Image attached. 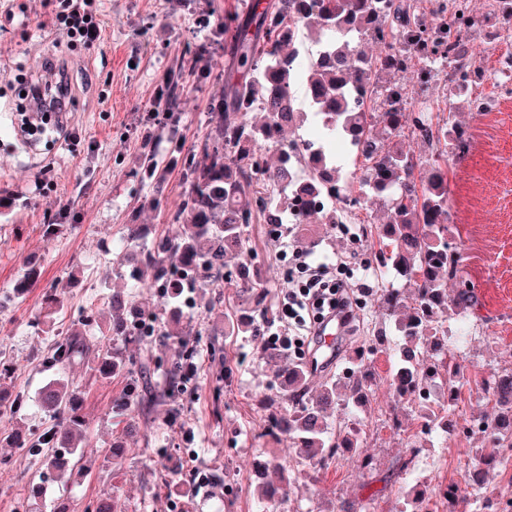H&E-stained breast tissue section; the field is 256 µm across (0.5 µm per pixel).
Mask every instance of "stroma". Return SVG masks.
<instances>
[{
    "mask_svg": "<svg viewBox=\"0 0 512 512\" xmlns=\"http://www.w3.org/2000/svg\"><path fill=\"white\" fill-rule=\"evenodd\" d=\"M26 19H8L0 0V359L12 367L0 381L24 403L16 414L0 418V428L22 425L40 433L45 419L38 411L40 388L57 372L50 362V338L35 321L43 315L46 292H65L63 312L55 315L59 333L78 329L98 335L108 318L104 297L129 285L116 274L112 252L127 225L145 224L149 240L172 237L179 225L171 216L186 188L185 161L209 133V110L226 83L225 11L246 13L245 0H100L102 32L90 47L70 48L49 19L46 0H29ZM62 59L72 81L67 130L73 138L32 150L12 132V101L19 78L41 75L46 57ZM182 69L181 118L176 124L156 120L154 104L167 73ZM448 72L440 70L426 95L439 115L454 113L469 142L461 161L450 162L448 240L461 255L449 293L459 285L473 289L479 305L468 321V335L457 352L459 403L451 417L448 439L421 432L411 408L401 412L393 429L386 412L394 402L386 378L387 354L369 355L375 371L367 408L349 415L360 426L362 455L370 468L344 456L323 467L316 479L303 478L286 512H340L351 502L370 501L375 512H414L400 473L405 460L426 467V497L446 512L444 491L463 480L461 462L475 457L484 438L474 418L491 415L484 382L512 369V96L495 95L486 112L466 104L447 110ZM153 153L162 173L153 186L142 180L145 153ZM387 210L374 205L369 223L354 224L361 237L340 234L336 225L288 224L281 238L267 226L248 225L244 237L251 255L253 280L274 304L285 285L284 269L294 249L348 257L353 267L366 265L372 225L385 221ZM40 270L37 285L25 300L12 299L14 283L29 259ZM198 289L179 324L197 375L163 402L140 416V430L128 440L120 469L104 465L112 442L120 437L124 416L114 404L130 382L148 378L163 383L175 359L173 346L161 340L126 345L127 367L103 381L83 366L70 375L82 389L86 423V472L64 479L42 477L35 461L20 448L0 447V512H16L19 498L32 486L42 491L34 504L53 512L67 503L84 512L101 497L116 498L121 512H257L258 462L285 455L286 448L269 431L273 370L263 357L269 333L252 336L224 333V316L250 318L256 303L236 289ZM178 461L169 473L168 460ZM237 486V502L226 505V483ZM466 512H512V477L490 470L477 503Z\"/></svg>",
    "mask_w": 512,
    "mask_h": 512,
    "instance_id": "35a3bbf8",
    "label": "stroma"
}]
</instances>
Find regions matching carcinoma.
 <instances>
[{"instance_id": "1", "label": "carcinoma", "mask_w": 512, "mask_h": 512, "mask_svg": "<svg viewBox=\"0 0 512 512\" xmlns=\"http://www.w3.org/2000/svg\"><path fill=\"white\" fill-rule=\"evenodd\" d=\"M492 11L505 29L512 28V0H492ZM478 25L467 18L465 31L448 39V65L476 68L477 56L469 38ZM385 26L405 43L402 51L371 56L357 40L370 39ZM442 24L424 18L420 0H270L250 5V14L224 13V39L231 47L228 68L244 71L242 78L224 86L222 97L212 103L209 133L198 150L186 160L188 189L173 222L180 234L164 237L148 247L142 224L128 225L124 246L113 258L117 269L131 267L134 290L116 289L108 294L112 321L101 337L90 340L77 331L56 340V362L67 368L85 359L96 377L109 380L122 373L126 360L118 344L143 340L138 334L145 313L143 306L155 286L167 289L166 306L178 312L185 305L189 288L213 286L220 279L242 292L254 289L249 278L243 229L257 217L267 224L283 223V207L270 196L288 184L287 208L301 216L316 206L328 224H348L349 213L329 204L343 198L332 145L343 136L363 158V201L388 206L390 218L375 225L372 254L380 279L394 273L413 292V303L403 304L398 288H383L377 301L394 318L392 336L383 327L375 331L371 345L387 351L389 386L397 398L388 419L399 428V407H417L425 434L448 433V421L428 404L427 393L434 379L448 386V402L458 401L453 384L458 372L455 353L448 346V319L463 317L478 305L471 288L461 287L448 297V279L457 271L459 252L448 245V156L459 157L467 148L464 132L449 121L433 122L431 104L409 94L401 85L382 87L376 75L396 74L404 69V58L429 59L445 39ZM180 74H167L166 107L178 104L176 89ZM301 83L309 105L319 109L316 137L324 143L299 150L304 175L296 179L288 159L270 165L263 156L264 144L281 135L303 114L297 107L294 86ZM379 103L388 134L415 135L436 146L435 154L423 161L400 143L384 150L373 136L372 112L358 110L356 100ZM261 112V120L245 116ZM426 167L420 182L416 167ZM151 270V282L141 281L140 267ZM39 273L28 269L13 287V297L26 296L35 287ZM278 398L286 407L269 414V426L288 443L289 458L268 460L260 465L266 473L282 475L288 459L308 467L312 473L339 452L358 453L360 433L345 423L339 412L359 410L369 402L371 374L360 359L350 370L327 382L312 394L305 369L285 362L274 370ZM486 390L502 406L493 419H482L479 428L488 433L487 447L479 461L464 469L466 486L477 491L485 482L486 466L496 461L505 467L512 450V371L486 382ZM163 394L150 386L129 388L128 400L138 406L155 404ZM80 386L65 374L49 380L40 390L39 407L46 427L38 435L18 429L3 432L0 442L9 448H29L41 468L63 474L71 458L84 453V424L79 414ZM292 483L266 481L259 493L264 512H275L286 501Z\"/></svg>"}]
</instances>
